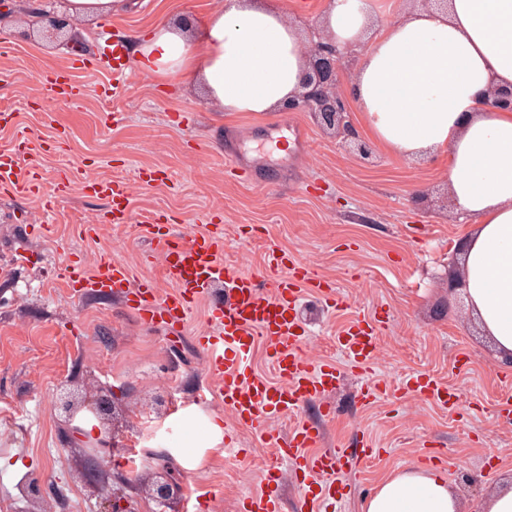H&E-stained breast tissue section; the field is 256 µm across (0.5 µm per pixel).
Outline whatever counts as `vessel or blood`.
Returning <instances> with one entry per match:
<instances>
[{"mask_svg": "<svg viewBox=\"0 0 512 512\" xmlns=\"http://www.w3.org/2000/svg\"><path fill=\"white\" fill-rule=\"evenodd\" d=\"M39 80L59 97L76 100L84 94L64 71L40 75ZM36 151V144L29 139L22 146L0 150L1 191L20 196L39 192L42 172L33 159ZM71 187L108 198L113 223H125L131 196L127 183L86 179L76 169L55 190L60 193ZM142 232L156 241L174 284L172 291L160 293L154 280L137 276L129 264L108 254L100 257L92 274L78 276L77 284L86 291L122 295L127 310L140 322L164 327L175 337L183 335L194 308L207 299L211 289L223 285L224 302L211 308L196 344L207 356L209 372L220 381L224 406L231 415L224 444L227 450H234L233 430L245 426L259 431L275 456L265 466L263 489L244 497L242 512H280L279 486L285 464L304 474L301 512H317L320 504L334 498L342 486L338 475L344 449L320 451L322 433L315 425L298 422L283 438L269 429L267 422L299 413L308 401L327 399L336 390L341 371L336 364H317L306 355L307 335L297 312L299 294L305 288L321 293L326 303L337 305L333 283L315 275L310 264L276 251L267 258L265 279L230 270L222 259L224 238L213 232L175 237L156 217L147 218ZM259 341L266 347L280 384L259 378L249 365L252 349ZM339 345L351 370L368 371L378 349L375 322H356L340 336ZM403 388L443 406L453 398L447 385L426 374L405 377Z\"/></svg>", "mask_w": 512, "mask_h": 512, "instance_id": "1", "label": "vessel or blood"}]
</instances>
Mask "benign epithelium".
<instances>
[{
  "mask_svg": "<svg viewBox=\"0 0 512 512\" xmlns=\"http://www.w3.org/2000/svg\"><path fill=\"white\" fill-rule=\"evenodd\" d=\"M72 20L68 15L45 14L40 17V35L51 42L72 41ZM309 66L302 83V90L282 105L286 112H307L311 118L326 132L344 139L350 150L361 158L370 161L375 156L373 146L358 132L350 120L351 107L341 89L344 74L345 54L336 43L319 34L310 35L308 41ZM488 104L491 108L512 112V89H495L490 92ZM111 392H100L91 400L77 403L64 396L59 399V407L70 420L82 411L87 410L96 415L104 427L107 439L101 447L94 450L89 462L99 468L111 451L110 444L115 436L109 427L112 415ZM139 488L146 492L147 497L160 506L174 503L180 491L179 483L167 467H158V475L146 480H137Z\"/></svg>",
  "mask_w": 512,
  "mask_h": 512,
  "instance_id": "7a95c632",
  "label": "benign epithelium"
}]
</instances>
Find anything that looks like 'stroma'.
Here are the masks:
<instances>
[{
    "instance_id": "stroma-1",
    "label": "stroma",
    "mask_w": 512,
    "mask_h": 512,
    "mask_svg": "<svg viewBox=\"0 0 512 512\" xmlns=\"http://www.w3.org/2000/svg\"><path fill=\"white\" fill-rule=\"evenodd\" d=\"M214 0H137L109 18L81 22L78 40L65 46L27 38L25 13H0V148L20 133L34 141L60 139L40 154L47 180L81 167L88 177L122 179L133 187L128 223L112 221L107 199L81 190L53 199L52 231L41 227L42 202L0 191V498L29 504L20 479L39 481L45 512H157L144 494L118 483L97 484L83 466L86 452L72 439L54 409L64 381L85 393L95 386L116 394L113 422L120 435L106 472H115L128 448L140 454L135 468L155 470L158 455L177 447L182 429L175 411L197 407L229 421L214 379L194 338L207 318L198 306L180 343L157 327L140 323L113 293L76 295L71 271L91 272L99 256L112 253L153 276L161 291L172 283L157 245L140 226L157 214L176 231L224 236L225 264L263 274L270 250L307 259L315 273L335 284L344 300L333 308L303 290L298 315L309 340L308 356L331 361L342 372L329 402L300 415L272 419L270 428L288 436L297 421L322 431L321 450L344 446L347 486L327 512H362V502L390 472L441 456L463 512H482L488 494L512 481V360L500 356L460 298L448 295V274L459 269L458 247L471 227L447 199L448 157L403 160L376 148L363 162L324 132L305 112L227 115L208 105L200 88L144 74L131 62L124 83L111 72L80 68L85 90L79 104L50 95L39 72L68 66L97 51V33L109 26L113 40L131 48L150 27L176 16L196 19ZM123 113L113 123V113ZM299 124L300 137L278 142L272 124ZM234 150L256 165L248 183L224 163ZM166 170L167 180L144 185L137 173ZM383 316L371 371L352 372L338 338L355 320ZM426 371L456 388L458 405L448 411L415 396L400 395L407 375ZM374 383L383 398L358 399ZM380 455L357 459L361 439ZM239 455L205 457L193 470L178 469L184 497L180 512H239L242 499L260 489L262 463L272 456L250 428L235 433Z\"/></svg>"
}]
</instances>
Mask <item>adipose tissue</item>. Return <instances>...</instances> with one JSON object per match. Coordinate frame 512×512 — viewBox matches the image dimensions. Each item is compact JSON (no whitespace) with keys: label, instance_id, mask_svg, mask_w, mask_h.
<instances>
[{"label":"adipose tissue","instance_id":"1","mask_svg":"<svg viewBox=\"0 0 512 512\" xmlns=\"http://www.w3.org/2000/svg\"><path fill=\"white\" fill-rule=\"evenodd\" d=\"M322 29L365 43L349 93L373 139L406 159L444 153L456 211L475 223L464 241L466 301L504 354L512 353V112L491 109L493 89H512V0H448L447 10L402 9L379 32L370 13L323 0ZM154 76L203 83L225 113L278 111L301 90L308 58L281 0H222L202 20H166L137 47ZM182 427L204 420L200 437L175 449L196 469L224 443L221 421L189 408ZM448 474L414 467L383 478L363 512H459Z\"/></svg>","mask_w":512,"mask_h":512}]
</instances>
